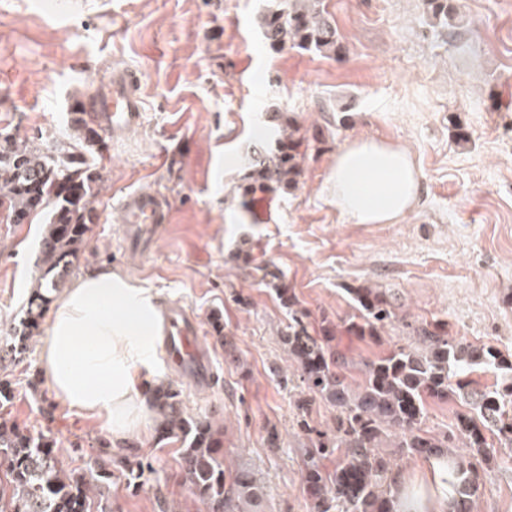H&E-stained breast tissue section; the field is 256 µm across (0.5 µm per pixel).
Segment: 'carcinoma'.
I'll return each instance as SVG.
<instances>
[{
	"instance_id": "1",
	"label": "carcinoma",
	"mask_w": 512,
	"mask_h": 512,
	"mask_svg": "<svg viewBox=\"0 0 512 512\" xmlns=\"http://www.w3.org/2000/svg\"><path fill=\"white\" fill-rule=\"evenodd\" d=\"M427 6L432 18L445 24L459 18L450 0H427ZM260 27L265 44L275 51L300 48L329 59L341 52L322 0H279L277 8L261 16ZM266 118L278 127L279 136L274 148L253 151L239 185L245 194L295 187L307 151L320 142L306 137L297 120L279 107L268 109ZM104 148L100 129L78 106L67 129L46 142L0 132V223L42 224V274L24 311V340L38 335L49 294L65 288L73 260L85 243L93 223L94 187L102 182L95 155ZM272 279L288 305V326L281 341L307 390L296 408L308 439L302 482L313 512H335L340 505L345 512H394V499L384 488L391 461L380 452L389 438L407 456L447 459L450 508L472 512L479 471H489L494 443L512 447V359L489 345L475 346L450 336L443 322L398 318L394 303L379 288L356 289L357 312L339 324L323 317L320 332L314 335L309 314L298 307L283 276L274 274ZM399 324L414 342L363 363L360 381L348 383L342 370L349 361L332 345L337 329L374 338ZM477 368L507 371L509 377L499 387H482L470 378ZM13 397L11 382L0 379V512H112V472L101 465L65 469L51 434L32 432L4 411ZM317 397L336 409L332 433L306 420ZM430 400H453L461 407L443 434L425 428ZM148 403L158 415L159 440L181 443L183 481L207 512H257L262 486L253 471L224 466L223 427L186 415L169 383L151 388ZM459 448L467 452L459 453ZM331 458L336 464L327 472L323 461ZM115 464L131 480L157 473L145 456H123Z\"/></svg>"
}]
</instances>
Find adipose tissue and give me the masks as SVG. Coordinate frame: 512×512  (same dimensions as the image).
<instances>
[{
  "label": "adipose tissue",
  "mask_w": 512,
  "mask_h": 512,
  "mask_svg": "<svg viewBox=\"0 0 512 512\" xmlns=\"http://www.w3.org/2000/svg\"><path fill=\"white\" fill-rule=\"evenodd\" d=\"M337 206L357 224H394L419 201L422 174L409 151L376 138L345 143L327 181ZM164 300L112 269L80 276L53 303L41 347V376L63 403L102 418L113 438L147 421L144 392L158 373ZM397 512H448V468L425 480H396Z\"/></svg>",
  "instance_id": "obj_1"
}]
</instances>
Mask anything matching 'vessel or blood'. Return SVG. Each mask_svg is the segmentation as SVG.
<instances>
[{"label": "vessel or blood", "instance_id": "obj_1", "mask_svg": "<svg viewBox=\"0 0 512 512\" xmlns=\"http://www.w3.org/2000/svg\"><path fill=\"white\" fill-rule=\"evenodd\" d=\"M92 112L105 115L113 137L140 126L144 117V101L133 72L113 74L106 97L92 100ZM123 230L128 243L147 249L169 221V213L153 193L133 190L122 198ZM196 323L180 312H173L165 325L170 361L200 385H209L212 374L208 359L197 349Z\"/></svg>", "mask_w": 512, "mask_h": 512}]
</instances>
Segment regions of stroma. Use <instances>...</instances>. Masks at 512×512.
Masks as SVG:
<instances>
[{"mask_svg":"<svg viewBox=\"0 0 512 512\" xmlns=\"http://www.w3.org/2000/svg\"><path fill=\"white\" fill-rule=\"evenodd\" d=\"M346 48L336 61L265 46L260 16L274 0H0V129L30 138L66 126L72 103L106 94L112 73L140 80L143 124L98 158L97 218L72 274L112 266L157 289L199 326L213 386L200 389L168 359L157 382L181 391L192 417L224 424V463L256 472L261 512H310L303 439L280 333L288 322L266 277L293 288L310 328L354 312L355 288H382L406 320H439L453 336L512 356V0H453L465 18L446 27L425 0H324ZM319 135L297 186L242 195L255 145L273 139L268 107ZM406 146L423 173L419 205L395 224H356L327 180L347 140ZM155 193L170 221L150 252L122 239L119 203ZM40 227L0 224V339L12 336L41 274ZM224 323L223 339L211 327ZM347 333L334 344L352 363L410 343ZM41 340L5 376L11 416L51 431L65 468L105 456L152 459L129 482L114 469V512H206L179 475L181 446L159 442L156 414L113 441L103 420L73 413L40 378ZM52 411H44V402ZM280 437L269 447V432ZM474 512H512V450L497 451Z\"/></svg>","mask_w":512,"mask_h":512,"instance_id":"stroma-1","label":"stroma"}]
</instances>
